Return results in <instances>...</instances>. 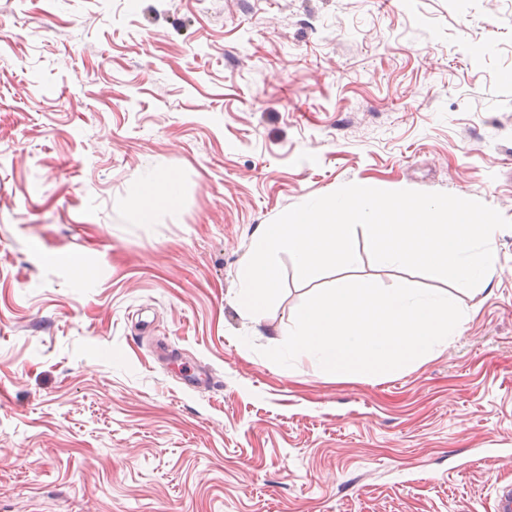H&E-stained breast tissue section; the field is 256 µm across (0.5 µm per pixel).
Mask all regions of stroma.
I'll return each instance as SVG.
<instances>
[{
  "label": "stroma",
  "mask_w": 512,
  "mask_h": 512,
  "mask_svg": "<svg viewBox=\"0 0 512 512\" xmlns=\"http://www.w3.org/2000/svg\"><path fill=\"white\" fill-rule=\"evenodd\" d=\"M166 172L178 207L135 223ZM348 183L512 220V0H0V512H493L512 229L481 292L359 227L343 272L281 255L263 321L233 303L260 225ZM341 275L470 317L389 375L262 356Z\"/></svg>",
  "instance_id": "1"
}]
</instances>
